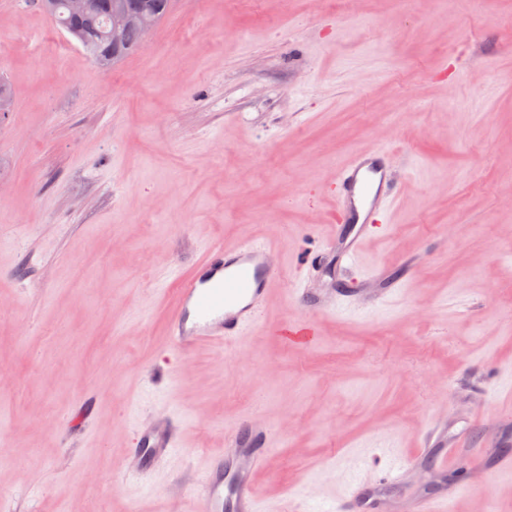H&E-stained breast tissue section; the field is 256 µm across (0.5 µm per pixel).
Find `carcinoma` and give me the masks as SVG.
Returning a JSON list of instances; mask_svg holds the SVG:
<instances>
[{
    "label": "carcinoma",
    "mask_w": 512,
    "mask_h": 512,
    "mask_svg": "<svg viewBox=\"0 0 512 512\" xmlns=\"http://www.w3.org/2000/svg\"><path fill=\"white\" fill-rule=\"evenodd\" d=\"M170 0H126L131 10H140L146 6L152 7V21L158 23L168 12ZM60 30L76 27L84 35L86 41L93 46L91 58L102 70H109L116 63L112 59V46L107 38V32L112 24V0H92L89 13L79 20H74L66 9V0H58L57 8L47 12ZM144 35V28L132 26L126 30L125 46L119 52L123 57L137 50Z\"/></svg>",
    "instance_id": "obj_1"
}]
</instances>
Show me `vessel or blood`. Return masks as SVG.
Segmentation results:
<instances>
[{
	"mask_svg": "<svg viewBox=\"0 0 512 512\" xmlns=\"http://www.w3.org/2000/svg\"><path fill=\"white\" fill-rule=\"evenodd\" d=\"M384 147H373L353 155L336 173L339 224L356 225L344 248L335 244L310 251V269L321 267L331 253L340 255V272H347L361 253L367 238V224L389 215L399 188ZM272 249L264 243L246 241L235 248L209 246L195 267L175 277V306L170 316L167 343L177 351L203 345L238 343L246 330L259 323L267 295L277 285L280 270L271 261ZM383 272H376L358 302L375 305L388 295ZM284 342L297 348L310 345L315 325L307 320L281 325ZM187 424L182 417L167 415L136 429L137 448L130 475L140 479L179 447ZM273 440L269 430L255 421L243 422L225 438V451L209 456L200 467L198 499L201 512H260L250 475L263 469ZM415 462L372 469L338 499L335 512H385L386 488L405 484Z\"/></svg>",
	"mask_w": 512,
	"mask_h": 512,
	"instance_id": "obj_1",
	"label": "vessel or blood"
}]
</instances>
